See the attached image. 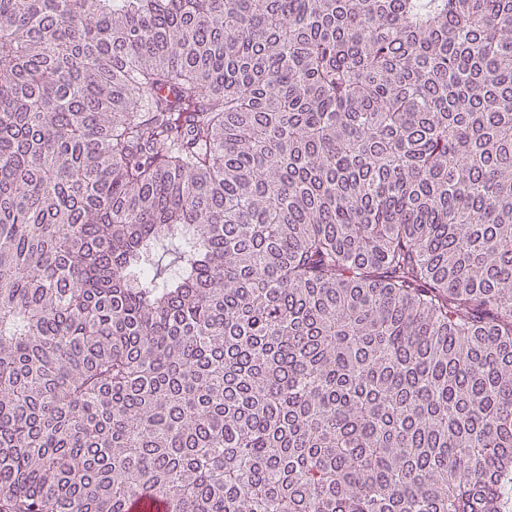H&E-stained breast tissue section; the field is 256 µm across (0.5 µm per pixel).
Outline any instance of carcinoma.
Listing matches in <instances>:
<instances>
[{
	"label": "carcinoma",
	"mask_w": 512,
	"mask_h": 512,
	"mask_svg": "<svg viewBox=\"0 0 512 512\" xmlns=\"http://www.w3.org/2000/svg\"><path fill=\"white\" fill-rule=\"evenodd\" d=\"M512 512V0H0V512Z\"/></svg>",
	"instance_id": "cac0c4a2"
}]
</instances>
